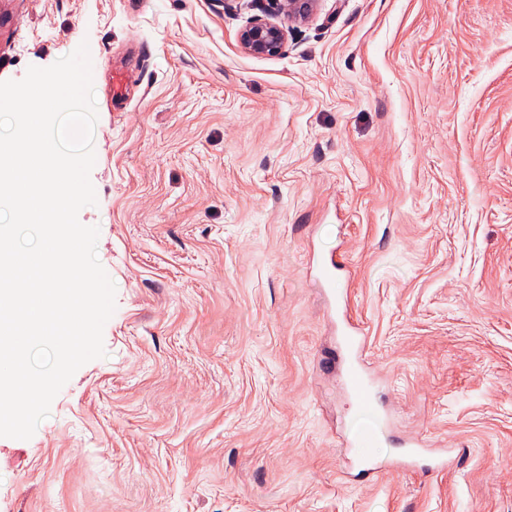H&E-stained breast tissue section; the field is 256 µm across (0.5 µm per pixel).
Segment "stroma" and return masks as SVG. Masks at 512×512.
<instances>
[{
	"mask_svg": "<svg viewBox=\"0 0 512 512\" xmlns=\"http://www.w3.org/2000/svg\"><path fill=\"white\" fill-rule=\"evenodd\" d=\"M256 19L0 0V81L89 46L116 287L105 357L0 437V512H512V0H322L273 56ZM335 291L388 419L368 477ZM407 440L464 454L393 472ZM288 38V26L257 20L243 28L238 36L243 51L254 56H271L280 53Z\"/></svg>",
	"mask_w": 512,
	"mask_h": 512,
	"instance_id": "35a3bbf8",
	"label": "stroma"
}]
</instances>
